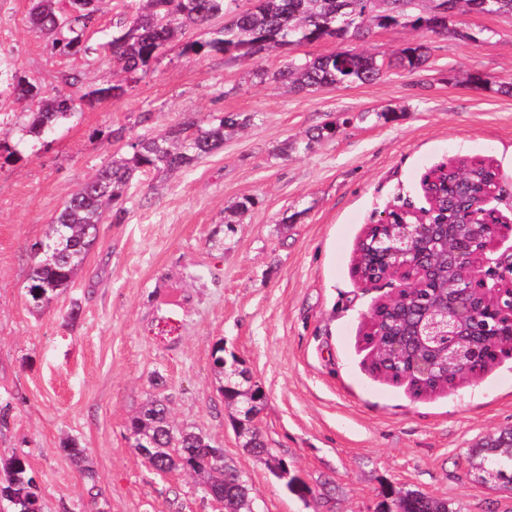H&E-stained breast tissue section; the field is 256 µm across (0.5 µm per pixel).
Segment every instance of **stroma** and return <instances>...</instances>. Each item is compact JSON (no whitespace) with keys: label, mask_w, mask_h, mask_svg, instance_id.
<instances>
[{"label":"stroma","mask_w":512,"mask_h":512,"mask_svg":"<svg viewBox=\"0 0 512 512\" xmlns=\"http://www.w3.org/2000/svg\"><path fill=\"white\" fill-rule=\"evenodd\" d=\"M29 9L0 0V65L41 97L77 101L42 138L11 139L0 163V457L28 460L41 512H216L192 480L149 470L128 437V417L159 397L179 427L223 449L259 512H382L390 488L450 512H512V492L483 481L472 454L512 429V352L475 379L414 395L373 368L363 341L371 310L400 283L367 288L355 274L367 226L390 207H424L420 179L440 163L493 161V205L512 213V96L497 90L512 81V17L453 18L471 41L374 29L354 48L386 58L416 42L428 61L300 93L248 77L280 67L288 49L186 54L183 42L205 38L191 29L123 96L88 102L112 77L99 46L123 0H106L89 53L74 56L53 49ZM225 112L254 122L178 178L135 181L124 221L101 224L70 287L34 305L32 247L81 184L127 142ZM330 123L335 136L305 147ZM219 342L262 391L254 425L309 486L304 497L244 451L213 372ZM70 442L82 460L64 452Z\"/></svg>","instance_id":"1"}]
</instances>
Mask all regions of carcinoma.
Wrapping results in <instances>:
<instances>
[{
	"label": "carcinoma",
	"mask_w": 512,
	"mask_h": 512,
	"mask_svg": "<svg viewBox=\"0 0 512 512\" xmlns=\"http://www.w3.org/2000/svg\"><path fill=\"white\" fill-rule=\"evenodd\" d=\"M100 0H32V26L52 38L59 52L88 51L84 37L100 10ZM236 0H145L134 12L119 17L110 40L102 44L112 62L133 80L146 71L166 47L183 34L188 26L207 30L210 38L187 42L186 53L204 50L234 53L250 59L280 46H301L323 40L337 43L336 50L314 58L291 57L278 69L257 70L253 77L288 85L298 92L340 88L376 80L389 68L408 70L421 67L427 56L424 47L412 43L401 48L395 60L385 61L373 54L357 52L344 43L361 38L375 28L395 26L425 29L438 36L474 39L462 31L448 29V17L479 13L512 16V0H255L252 8L233 12ZM233 17L222 27L211 30V22L225 14ZM15 101L35 103L39 88L23 77H15ZM124 86L106 83L83 95L101 100L118 98ZM74 99L43 100L27 124L17 127L24 136L40 138L53 125L69 119ZM253 117L243 113H224L207 125L183 123L155 134L143 135L128 143L126 153L116 155L99 169L63 206L50 225L46 241L34 245V263L29 274V293L35 301H48L57 291L67 288L94 247L99 225L106 220L120 224L125 209L119 201L133 181L154 173L174 177L195 166L206 155L224 146V138L245 130ZM13 129L0 131V152L10 151L8 136ZM213 364L219 376L224 400L237 404L255 393L242 389L226 370L224 343L216 344ZM128 431L136 439L153 441L147 467L158 473L181 472L224 499V512H254L251 488L238 471L224 464V452L213 448L205 439L174 424L167 405L155 401L128 421ZM512 442V429L474 449L483 467L497 472L504 486H512V459L505 445ZM250 455L264 462L270 472L283 481L292 494L301 496L310 488L289 473L288 461L267 448L259 434H254ZM7 474L0 485V498L13 503L15 512H25L26 503L35 494L31 485L28 461L16 454L0 461ZM391 508L386 512H449L448 503L417 491H388Z\"/></svg>",
	"instance_id": "cac0c4a2"
}]
</instances>
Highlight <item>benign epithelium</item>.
<instances>
[{
  "instance_id": "obj_1",
  "label": "benign epithelium",
  "mask_w": 512,
  "mask_h": 512,
  "mask_svg": "<svg viewBox=\"0 0 512 512\" xmlns=\"http://www.w3.org/2000/svg\"><path fill=\"white\" fill-rule=\"evenodd\" d=\"M451 159L421 180L427 207L391 208L366 228L355 270L368 288L402 287L369 316L371 359L403 365L399 381L419 394L480 375L512 346V252L493 260L512 217L489 206L500 189L490 166Z\"/></svg>"
}]
</instances>
